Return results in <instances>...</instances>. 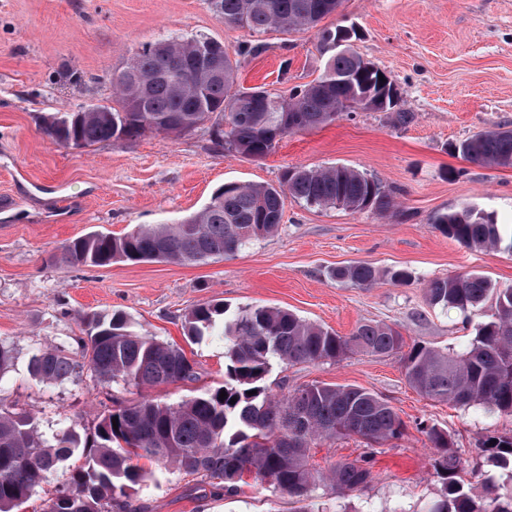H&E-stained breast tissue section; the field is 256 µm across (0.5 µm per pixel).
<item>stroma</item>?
<instances>
[{
  "label": "stroma",
  "instance_id": "stroma-1",
  "mask_svg": "<svg viewBox=\"0 0 512 512\" xmlns=\"http://www.w3.org/2000/svg\"><path fill=\"white\" fill-rule=\"evenodd\" d=\"M355 26L354 50L397 83L404 126L387 111L360 110L279 141L253 159L215 145L209 126L174 137L148 134L129 143L63 147L46 133L65 113L113 103V77L135 49L169 38L206 36L243 59L236 86H262L280 98L322 75L317 29L252 32L225 23L209 0H0V343L13 364L0 377V404L29 413L43 439L60 429L93 432L108 410L147 397L176 402L224 381V335L195 341L183 317L202 303L228 310L267 305L350 335L365 321L383 322L406 341L461 350L492 303L467 312L431 305L429 280L483 273L512 285V252L468 249L443 235L435 215L463 207L512 224V168H487L454 154L475 132L512 124V0H341L325 25ZM346 166L382 182L394 215L308 205L288 197L277 232L235 255L197 264L115 262L71 267L60 246L93 231L124 235L141 225L171 224L200 210L229 182L278 183L292 167ZM364 262L380 272L355 288L336 269ZM394 269L411 278H390ZM122 312L133 329L181 346L195 381L143 389L99 384L88 373L42 382L32 356L61 350L84 363L82 318ZM322 383L356 386L386 400L404 422L402 435L368 444L342 437L312 451L322 472L336 462L370 456L371 480L342 492H313L326 512H427L442 485L438 451L427 431L447 432L462 458L466 490L486 494L504 470L482 448L490 436L512 437V414L459 408L407 383L395 356L349 353L334 361L273 363V394ZM150 477L130 500L132 512H301L303 505L267 482L211 492L196 476L145 463Z\"/></svg>",
  "mask_w": 512,
  "mask_h": 512
}]
</instances>
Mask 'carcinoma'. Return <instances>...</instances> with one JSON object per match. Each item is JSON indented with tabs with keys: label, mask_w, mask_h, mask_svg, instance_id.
Here are the masks:
<instances>
[{
	"label": "carcinoma",
	"mask_w": 512,
	"mask_h": 512,
	"mask_svg": "<svg viewBox=\"0 0 512 512\" xmlns=\"http://www.w3.org/2000/svg\"><path fill=\"white\" fill-rule=\"evenodd\" d=\"M228 24L253 32L317 26L336 11L340 0H210ZM358 33L344 25L323 27L318 49L325 57L321 77L294 88L281 99L262 86L234 89L240 61L224 44L208 37L172 39L137 49L107 112L61 117L47 128L57 143L85 147L131 142L147 133L180 136L214 121L213 141L251 158H263L288 134L328 125L346 112L387 111L401 98L395 82L381 70L369 72L351 49ZM216 46L215 64L197 68L199 45ZM455 150L489 168L512 167V128L479 132ZM291 195L309 205L370 211L381 217L396 212L391 192L377 179L345 166L294 167L279 183H228L199 211L176 224L140 226L115 237L89 233L64 243L60 259L70 265L110 266L117 261L198 263L236 253L252 240L273 234ZM444 235L472 250L512 251V231L465 206L435 216ZM356 287L374 284L376 269L358 263L336 271ZM431 304L466 311L494 300L491 320L478 325L472 342L460 351L407 343L391 326L359 324L349 336L310 323L288 309L251 305L230 313L203 303L184 317V335L196 338L223 319L224 384L176 403L143 398L112 410L83 441L69 428L42 439L25 412L0 409V512H18L47 473L77 454L69 484L47 500L44 512H112L144 482L137 461L173 464L214 489L234 490L244 475L269 481L274 490L305 500L320 481L352 491L371 477L369 457L341 460L328 475L311 463L310 448L324 440L355 435L379 443L401 434L403 421L378 395L354 386L310 384L278 397L265 385L271 361L290 366L334 361L348 352L400 355L408 384L421 394L454 406L479 404L512 414V286L500 288L478 273L453 275L426 284ZM86 367L99 383L121 381L136 388L193 382L194 362L175 343L139 335L122 313L83 316ZM80 365L60 351L36 354L31 373L45 382L78 374ZM255 394H250V391ZM227 398L219 399L221 392ZM236 399L230 403V399ZM118 428H113V424ZM430 441L443 450L439 466L444 493L429 512H512V495L472 498L458 480L462 459L448 435L431 428ZM483 447L496 464L512 468V438L489 437Z\"/></svg>",
	"instance_id": "1"
}]
</instances>
